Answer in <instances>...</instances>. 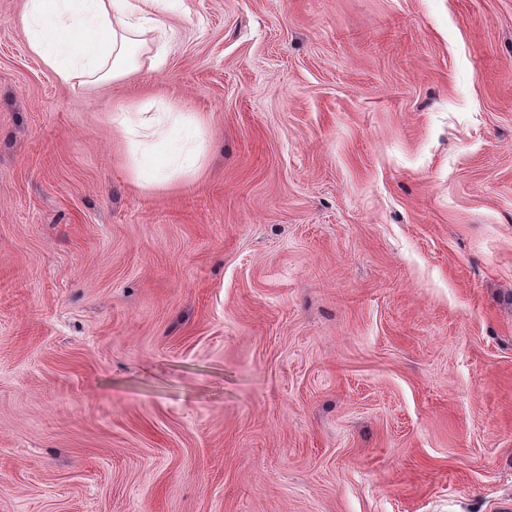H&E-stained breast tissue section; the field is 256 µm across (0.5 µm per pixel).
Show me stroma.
Returning <instances> with one entry per match:
<instances>
[{"label":"stroma","mask_w":512,"mask_h":512,"mask_svg":"<svg viewBox=\"0 0 512 512\" xmlns=\"http://www.w3.org/2000/svg\"><path fill=\"white\" fill-rule=\"evenodd\" d=\"M0 0V512L512 505V0H181L100 88ZM203 121L134 186L117 105Z\"/></svg>","instance_id":"1"}]
</instances>
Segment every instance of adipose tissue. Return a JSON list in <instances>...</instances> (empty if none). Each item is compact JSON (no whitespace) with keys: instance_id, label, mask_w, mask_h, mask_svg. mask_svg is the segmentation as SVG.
Listing matches in <instances>:
<instances>
[{"instance_id":"1","label":"adipose tissue","mask_w":512,"mask_h":512,"mask_svg":"<svg viewBox=\"0 0 512 512\" xmlns=\"http://www.w3.org/2000/svg\"><path fill=\"white\" fill-rule=\"evenodd\" d=\"M177 0H26L23 23L29 48L64 83H96L129 77L138 67L149 34L164 33ZM121 135L141 148L132 172L140 186H161L171 173L195 175L202 146L184 142L183 130L201 122L184 115L151 116L141 106L122 105L113 114Z\"/></svg>"}]
</instances>
